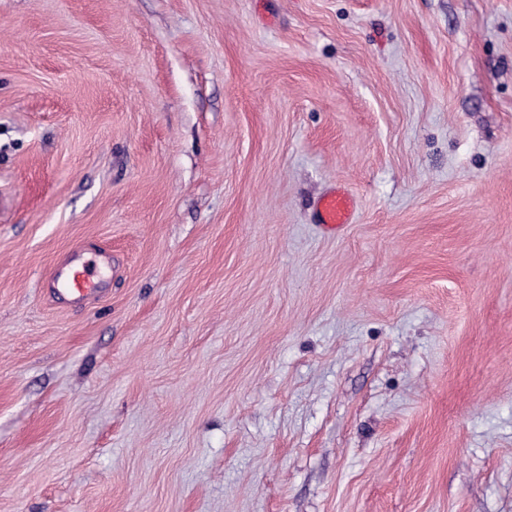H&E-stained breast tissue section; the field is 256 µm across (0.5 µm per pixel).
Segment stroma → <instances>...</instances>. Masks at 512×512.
<instances>
[{
  "mask_svg": "<svg viewBox=\"0 0 512 512\" xmlns=\"http://www.w3.org/2000/svg\"><path fill=\"white\" fill-rule=\"evenodd\" d=\"M0 512H512V0H0ZM355 201L351 193L337 189L323 195L316 203V220L324 228L336 230L352 222ZM103 256L85 258L70 266L64 278L59 270L55 271L51 281L60 284L63 292L75 296L84 297L97 292L103 279Z\"/></svg>",
  "mask_w": 512,
  "mask_h": 512,
  "instance_id": "35a3bbf8",
  "label": "stroma"
}]
</instances>
